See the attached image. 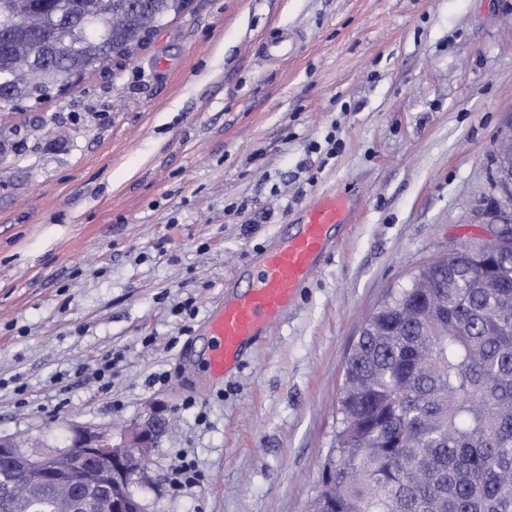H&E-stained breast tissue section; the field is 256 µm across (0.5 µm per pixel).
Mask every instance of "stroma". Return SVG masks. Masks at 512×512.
<instances>
[{
	"label": "stroma",
	"instance_id": "stroma-1",
	"mask_svg": "<svg viewBox=\"0 0 512 512\" xmlns=\"http://www.w3.org/2000/svg\"><path fill=\"white\" fill-rule=\"evenodd\" d=\"M280 27L306 41L269 65ZM511 117L512 0H191L134 59L0 112V437L47 454L72 425L117 438L158 410L147 512H307L368 315L506 230ZM335 189L351 224L211 380L205 320ZM508 130L505 133L508 136L510 150L503 153L498 148L496 152V180L498 187L506 195L512 194V117L508 123Z\"/></svg>",
	"mask_w": 512,
	"mask_h": 512
}]
</instances>
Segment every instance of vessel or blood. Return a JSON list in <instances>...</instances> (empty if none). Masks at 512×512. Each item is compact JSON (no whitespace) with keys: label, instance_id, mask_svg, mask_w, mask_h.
Masks as SVG:
<instances>
[{"label":"vessel or blood","instance_id":"obj_1","mask_svg":"<svg viewBox=\"0 0 512 512\" xmlns=\"http://www.w3.org/2000/svg\"><path fill=\"white\" fill-rule=\"evenodd\" d=\"M302 41L297 29H279L265 40L261 55L273 64L295 58ZM349 215L344 196L320 194L297 217L296 232L267 251L239 295L208 319L205 366L211 376L221 378L237 369L244 350L281 320L325 258L332 230L348 223Z\"/></svg>","mask_w":512,"mask_h":512}]
</instances>
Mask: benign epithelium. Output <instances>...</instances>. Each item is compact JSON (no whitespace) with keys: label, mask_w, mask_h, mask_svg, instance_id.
<instances>
[{"label":"benign epithelium","mask_w":512,"mask_h":512,"mask_svg":"<svg viewBox=\"0 0 512 512\" xmlns=\"http://www.w3.org/2000/svg\"><path fill=\"white\" fill-rule=\"evenodd\" d=\"M506 135L511 150L496 152V180L512 194V120ZM165 429L154 413L131 427L115 443L112 437L75 426L70 444L52 455L23 452L0 438V506L14 507L29 491L52 495L57 512H147L132 487L140 469L136 455L147 456Z\"/></svg>","instance_id":"benign-epithelium-1"}]
</instances>
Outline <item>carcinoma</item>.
<instances>
[{
  "label": "carcinoma",
  "instance_id": "obj_1",
  "mask_svg": "<svg viewBox=\"0 0 512 512\" xmlns=\"http://www.w3.org/2000/svg\"><path fill=\"white\" fill-rule=\"evenodd\" d=\"M190 0H0V111L133 57ZM308 512H512V246L392 292L344 369Z\"/></svg>",
  "mask_w": 512,
  "mask_h": 512
}]
</instances>
